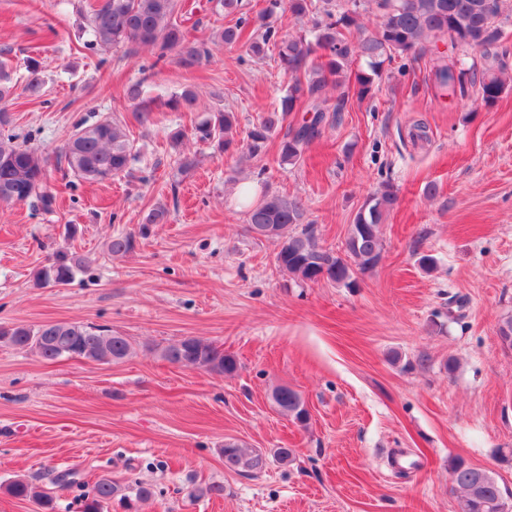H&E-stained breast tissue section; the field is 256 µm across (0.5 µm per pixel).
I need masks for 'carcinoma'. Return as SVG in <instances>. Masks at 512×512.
I'll return each mask as SVG.
<instances>
[{
    "instance_id": "cac0c4a2",
    "label": "carcinoma",
    "mask_w": 512,
    "mask_h": 512,
    "mask_svg": "<svg viewBox=\"0 0 512 512\" xmlns=\"http://www.w3.org/2000/svg\"><path fill=\"white\" fill-rule=\"evenodd\" d=\"M209 2L212 9L234 20L218 33L224 46L243 44L250 57L261 59L272 45L277 49L281 68L291 77L280 107L263 113L242 139L240 152L249 158L264 153L268 142L277 137L280 162L297 164L306 148L321 137L326 125L339 119L350 91L365 98L382 80L386 64L430 51L444 39L458 52L450 56L441 52L431 59L428 80L435 96L465 97L472 90L482 103L490 105L512 85V77L506 78V58L512 54L506 26L512 27V14H503L504 0H268L266 8L254 18L244 12L243 0ZM284 5L294 18H310L311 26L295 35L280 36L273 16ZM371 9L378 12V23L369 32L363 15ZM183 10L182 0H98L89 6L86 16L91 36L87 48L106 51L115 47L127 52L147 48L156 66L172 61L186 70L193 69L211 52L207 43L190 37L182 19ZM356 59L363 65L351 74L349 68ZM25 70L23 90L38 93L42 85L39 62L27 60ZM15 89L13 67L8 60H1L0 204L28 202L51 211L56 198L45 185L49 158L12 144L14 135L6 132L11 124L9 106ZM337 90L340 94L332 104L330 92ZM127 95L134 102L133 119L141 126L153 124L154 104L143 97L142 82L130 84ZM196 102L197 94L185 88L172 95L167 106L172 111L190 110ZM294 112L310 113L312 117L292 123L288 117ZM237 124L235 113L214 112L195 126L194 136L226 152L234 144ZM184 137L180 130L172 133L171 146L177 155L178 173L188 175L196 168L197 159L181 151ZM136 157L126 125L104 117L91 124H76L56 165L81 181L102 183L129 171ZM396 202L397 195L388 184L371 193L349 225L341 251L320 243L315 225L306 221L303 204L294 196L264 193L247 209L246 223L254 238L281 241L275 256L279 270L301 282L326 280L353 288L354 274L373 270L382 258L380 226ZM290 227L295 232L287 236L285 232ZM133 248L130 235L115 236L108 243V251L114 256H123ZM85 265V258L59 252L50 264L37 271L36 280L67 285ZM0 343L28 349L46 360L74 354L101 362L108 354L118 361L132 350L126 337L115 335L106 327L80 323H49L37 328L1 326ZM161 355L171 364L222 376L238 369L234 356L194 337L165 346ZM271 399L282 414L307 424L309 413L299 392L277 386ZM223 455L224 467L230 471L256 474L267 466L265 454L235 442L224 444ZM450 476L461 490L458 512H505L503 492L492 472L459 461L451 465ZM6 490L15 498L37 501L42 512L55 510L51 489L27 479L13 480ZM119 491L112 479H99L83 496L82 512H103Z\"/></svg>"
}]
</instances>
